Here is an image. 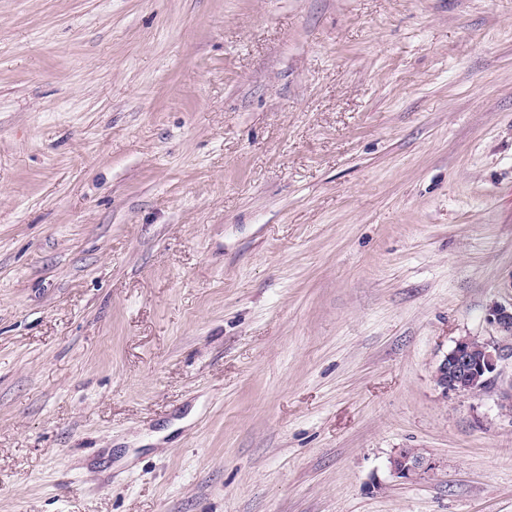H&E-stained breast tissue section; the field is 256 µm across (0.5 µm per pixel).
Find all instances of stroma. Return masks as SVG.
Here are the masks:
<instances>
[{"mask_svg":"<svg viewBox=\"0 0 512 512\" xmlns=\"http://www.w3.org/2000/svg\"><path fill=\"white\" fill-rule=\"evenodd\" d=\"M496 301L512 0H0V512H512ZM497 334L492 341L466 336L439 361L434 380L445 395H470L494 389L500 378V362L512 357V302H494L487 315ZM436 468V462L425 457L416 448H402L390 459L391 472L406 480H414Z\"/></svg>","mask_w":512,"mask_h":512,"instance_id":"obj_1","label":"stroma"}]
</instances>
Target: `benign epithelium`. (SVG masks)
Returning <instances> with one entry per match:
<instances>
[{
  "instance_id": "benign-epithelium-1",
  "label": "benign epithelium",
  "mask_w": 512,
  "mask_h": 512,
  "mask_svg": "<svg viewBox=\"0 0 512 512\" xmlns=\"http://www.w3.org/2000/svg\"><path fill=\"white\" fill-rule=\"evenodd\" d=\"M487 321L494 328L496 339L463 337L439 361L434 380L443 393L470 395L497 386L500 362L512 357V302L490 305ZM436 468V462L416 448H403L390 459L391 472L406 480H414Z\"/></svg>"
}]
</instances>
